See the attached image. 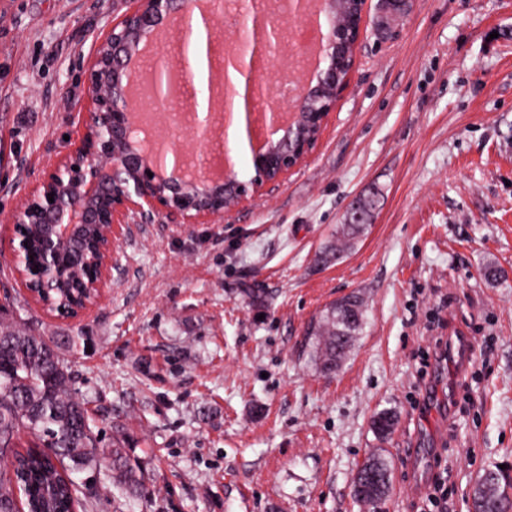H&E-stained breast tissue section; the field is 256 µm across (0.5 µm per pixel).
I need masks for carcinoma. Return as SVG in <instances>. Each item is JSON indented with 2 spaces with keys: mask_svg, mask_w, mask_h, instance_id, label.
Wrapping results in <instances>:
<instances>
[{
  "mask_svg": "<svg viewBox=\"0 0 512 512\" xmlns=\"http://www.w3.org/2000/svg\"><path fill=\"white\" fill-rule=\"evenodd\" d=\"M369 225L342 224L336 240L320 252V259L341 258L352 250ZM366 320L361 295L345 296L309 323L311 356L325 374L335 372L351 353ZM76 347L75 337L61 343L37 335L26 326L0 325V457L8 454L11 469L0 470V512H76L82 507L71 474L96 469L107 461L113 482L127 494H149L143 473L131 463L127 442L112 438L101 445L90 401L75 388L62 344ZM395 416L380 411L371 419L377 437L393 430ZM26 430L29 440L21 441ZM355 499L377 512L390 492V467L379 454L368 456L352 481ZM512 479L482 475L473 499L475 512H504L512 497Z\"/></svg>",
  "mask_w": 512,
  "mask_h": 512,
  "instance_id": "obj_1",
  "label": "carcinoma"
}]
</instances>
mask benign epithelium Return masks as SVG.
Wrapping results in <instances>:
<instances>
[{"label":"benign epithelium","instance_id":"obj_1","mask_svg":"<svg viewBox=\"0 0 512 512\" xmlns=\"http://www.w3.org/2000/svg\"><path fill=\"white\" fill-rule=\"evenodd\" d=\"M198 0H125L126 11L96 41L85 72L87 113L77 115L75 130L28 189L21 206L3 223L0 256L8 258L16 283L44 313L61 321L90 315L112 288V266L123 225L132 215H165L174 224H208L232 206L253 201L265 187L300 166L317 146L328 116L353 74L354 51L363 35L366 0H357L359 20L350 36L336 24L347 12L344 0H288L282 11L315 17L320 30L314 80L298 85L293 111L270 105L269 124L282 136L252 151L254 175L242 180L234 170L190 174L161 164L135 126L129 98L135 69L147 40L172 20L188 18ZM240 29L223 49L216 40L217 14L204 27L207 52L232 54L246 68L249 55L276 52L283 42L280 13L258 0L244 2ZM193 30L180 26L179 56L191 64ZM153 176H148V173ZM54 201H49V198ZM32 228V237L22 235Z\"/></svg>","mask_w":512,"mask_h":512}]
</instances>
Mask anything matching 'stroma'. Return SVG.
I'll use <instances>...</instances> for the list:
<instances>
[{"label":"stroma","instance_id":"35a3bbf8","mask_svg":"<svg viewBox=\"0 0 512 512\" xmlns=\"http://www.w3.org/2000/svg\"><path fill=\"white\" fill-rule=\"evenodd\" d=\"M125 9L0 0V219L85 111L89 52ZM391 27L361 39L318 145L251 205L126 225L89 318L46 316L0 260V320L87 337L77 386L145 475L132 498L110 468L76 473L85 512H367L352 477L375 452L382 512H470L481 475L512 472V0H411ZM361 203L365 237L318 261ZM354 292L366 324L321 373L307 325ZM453 336L471 342L461 371Z\"/></svg>","mask_w":512,"mask_h":512}]
</instances>
